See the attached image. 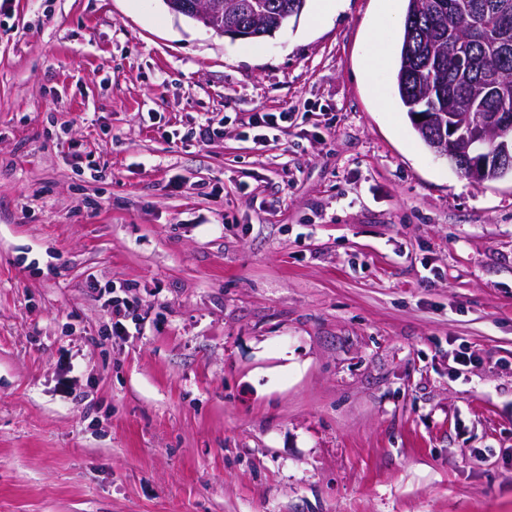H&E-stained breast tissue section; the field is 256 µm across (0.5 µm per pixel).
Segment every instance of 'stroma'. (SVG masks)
Here are the masks:
<instances>
[{"label": "stroma", "mask_w": 512, "mask_h": 512, "mask_svg": "<svg viewBox=\"0 0 512 512\" xmlns=\"http://www.w3.org/2000/svg\"><path fill=\"white\" fill-rule=\"evenodd\" d=\"M379 8L0 0V512H512V178L419 138L401 23L365 74ZM169 11L189 19L198 27L228 36L234 40L254 37V27L244 25L224 26L225 23H246L258 19L268 35L278 31L290 18L296 0H163ZM112 300V334L116 336L143 335L147 322V313L139 312L137 307L121 301Z\"/></svg>", "instance_id": "stroma-1"}]
</instances>
